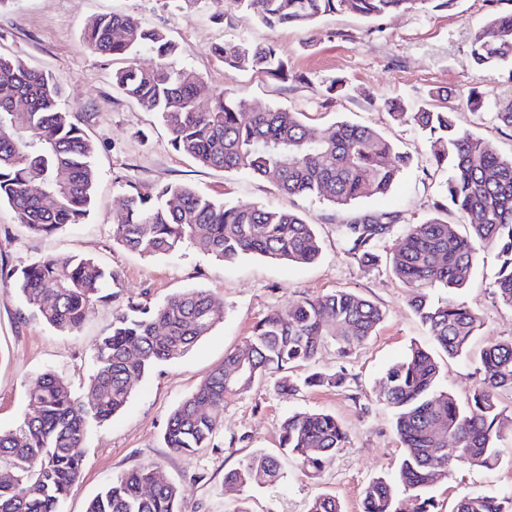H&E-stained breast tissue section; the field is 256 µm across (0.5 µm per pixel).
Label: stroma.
I'll return each instance as SVG.
<instances>
[{
  "label": "stroma",
  "mask_w": 512,
  "mask_h": 512,
  "mask_svg": "<svg viewBox=\"0 0 512 512\" xmlns=\"http://www.w3.org/2000/svg\"><path fill=\"white\" fill-rule=\"evenodd\" d=\"M494 8L510 10L512 0H499ZM494 8L487 0H451L445 8L419 7L373 21L339 13L311 27L274 28L260 24L232 0H9L0 8V52L52 74L95 146L98 175L86 221L50 236L30 233L8 205H0V265L18 268L40 258L64 264L83 255L120 275L117 298L97 304L72 333L48 326L12 281L0 279V428L22 422L29 411L27 393L42 373H54L74 394H85L95 346L128 298L143 295L149 304L159 305L176 293L200 288L224 308L223 320L208 336L181 358L134 381L124 410L89 429L80 450L81 474L70 486L61 512H85L107 484L149 465L158 466L180 486L179 512H308L320 493L336 495L344 512H361L365 486L377 477H395L403 447L394 414L378 397V380L411 344H428L429 335L408 305L410 288L391 269L398 233L381 241L380 264L367 267L347 254L339 227L364 214L394 212L403 227L425 223L434 214L441 176L430 169L421 132L394 121L382 106L386 99L417 103L441 91L438 106L451 110L459 126L483 137L500 154L512 155V129L494 121L492 108L473 111L466 105L474 89L512 92L507 67L478 69L472 62L473 36ZM111 12L133 15L144 27L160 30L177 43V66L201 77L199 109H209L226 91L253 111L280 107L302 113L316 132H326L342 120L369 126L411 154L412 165L386 195L360 200L349 210L315 197L280 194L267 180L197 165L174 150L157 114L144 111L113 86L118 60L84 45L81 31L87 22ZM227 39L276 45L294 79L225 69L212 48ZM335 78L344 79L347 90L327 95L325 88ZM128 182L145 188L186 183L218 201L254 202L296 212L314 225L320 256L305 265L260 256L227 263L189 242L170 255L131 253L112 236ZM478 254L471 282L451 295L484 322L473 342L477 350L512 338V309L494 295L496 251L482 245ZM337 290L373 301L386 313L383 323L348 357H339L329 347L289 374L302 378L314 372H339L345 376L343 386L288 394L277 390L276 376H268L225 400L212 447L183 455L165 446L171 411L227 352L246 342L258 321L286 300ZM440 363L442 386L466 401L481 383L477 363L445 357ZM314 410L334 414L347 431L348 443L329 468L310 478L294 458L284 455L279 426L290 415ZM504 447L510 457L496 469L462 467L431 487L438 512H452L458 499L477 491L512 490V442ZM259 452L279 457L281 475L276 483H226L228 472Z\"/></svg>",
  "instance_id": "1"
}]
</instances>
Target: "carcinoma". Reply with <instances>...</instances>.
Segmentation results:
<instances>
[{"label":"carcinoma","instance_id":"1","mask_svg":"<svg viewBox=\"0 0 512 512\" xmlns=\"http://www.w3.org/2000/svg\"><path fill=\"white\" fill-rule=\"evenodd\" d=\"M451 0H233L265 26H311L336 12L366 18ZM82 41L93 51L133 58L141 49L156 63H134L112 73V84L148 112L160 114L173 148L205 168L247 173L271 181L288 196H315L345 207L390 191L413 159L375 129L346 121L314 134L303 113L269 108L251 112L244 101L218 96L206 112L196 109L199 75L179 68L177 45L132 16L112 13L91 20ZM214 53L228 69L247 67L288 78V62L272 44L230 39ZM478 67L512 63V10L495 11L474 35ZM494 103V119L512 128V96L472 91L467 105L481 110ZM393 120L418 127L426 136L432 164L446 173L434 208L459 212L466 231L433 217L403 229L391 257L396 277L413 293L408 303L425 325L431 344L448 358L466 357L482 326L473 310L435 296L459 290L473 276L477 245H492L500 265L495 295L512 309V157L504 158L482 138L457 126L453 113L401 99L383 102ZM94 144L78 112L66 104L53 77L0 54V204L8 205L35 234L51 235L82 224L93 201L97 172ZM399 222L384 212L342 225L346 253L364 265ZM115 241L144 257L174 253L189 241L214 258L232 262L258 255L288 264H310L321 246L314 225L296 213L258 203L218 202L188 184L142 188L127 183L125 204L113 224ZM14 281L25 302L61 332H73L94 305L117 294L104 292L118 274L90 257L75 256L60 266L38 259L0 270ZM223 317L205 290L191 289L152 307L134 299L120 308L112 332L95 350L87 397L82 400L51 372L28 393L31 413L14 429H0V512H60L69 486L81 472L79 452L90 426L127 405L131 381L157 365L179 358ZM384 319L383 310L357 293L338 290L285 303L254 327L246 343L224 356L198 388L172 411L164 432L167 447L194 453L211 445L217 418L230 395L249 390L270 370L308 362L327 346L339 356L363 344ZM484 378L461 404L440 384V365L430 349L412 346L380 377L379 398L393 411L405 448L392 481L382 477L365 487L362 512H402L396 486L409 493L407 512H437L426 489L459 467L491 469L503 460L504 423L500 396L512 393V340L482 348L477 357ZM245 366L250 377L238 376ZM341 373H313L299 382L280 379V391L338 387ZM347 441L336 416L325 411L295 414L280 427V445L310 476L322 473ZM279 462L254 454L228 472L225 481L247 485L279 476ZM179 487L154 466L134 469L109 484L86 512H178ZM308 512H342L336 497L316 496ZM453 512H512V495L475 492L459 499Z\"/></svg>","mask_w":512,"mask_h":512}]
</instances>
